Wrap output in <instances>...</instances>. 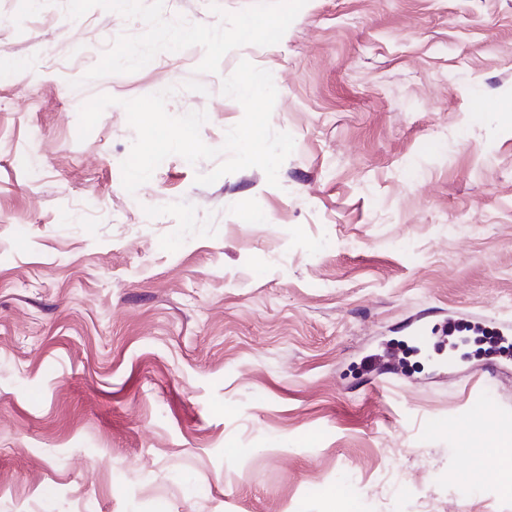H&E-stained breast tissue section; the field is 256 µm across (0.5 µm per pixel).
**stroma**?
<instances>
[{
	"label": "stroma",
	"instance_id": "stroma-1",
	"mask_svg": "<svg viewBox=\"0 0 512 512\" xmlns=\"http://www.w3.org/2000/svg\"><path fill=\"white\" fill-rule=\"evenodd\" d=\"M243 59L278 186L173 155L128 193L121 100L221 147ZM476 315L512 322V0H0V512H512Z\"/></svg>",
	"mask_w": 512,
	"mask_h": 512
}]
</instances>
